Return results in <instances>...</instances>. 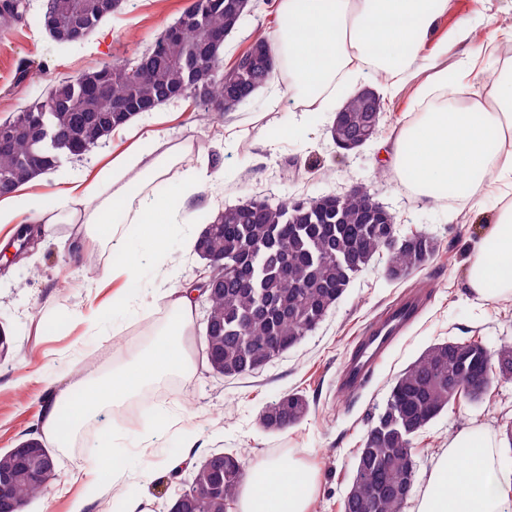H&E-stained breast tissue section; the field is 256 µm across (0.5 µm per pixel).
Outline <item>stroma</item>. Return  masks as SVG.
Masks as SVG:
<instances>
[{"label": "stroma", "mask_w": 512, "mask_h": 512, "mask_svg": "<svg viewBox=\"0 0 512 512\" xmlns=\"http://www.w3.org/2000/svg\"><path fill=\"white\" fill-rule=\"evenodd\" d=\"M18 3L15 16L0 15V121L44 100L49 86L61 77L98 69L145 49L179 19L190 0H126L120 11L103 19L76 45L55 41L44 28L46 0ZM463 20L490 38L489 49L472 62L465 47L457 46L449 49L445 64L460 96H485L501 72L504 46L512 43V9L502 0H452L437 22L429 49L452 36ZM278 22L276 7L250 11L224 40L225 63H232L258 35L273 36ZM430 76V71L413 70L391 92L381 79L364 76L363 85L380 97L382 114L376 141L354 151L334 146L333 113L305 111L295 92L277 78L234 113L221 117H204L202 109L187 100L166 102L81 157L60 155L56 168L25 185V192L38 196L41 210H24L15 223L0 227V243L20 227L36 231L16 260L0 257V327L11 343L8 354L0 358V451L41 437V406L53 391L67 389L91 367L106 372L127 360L134 353L130 341L167 313L162 301L141 307L131 298L126 307L113 306L119 284L101 282L100 277L107 266L124 261L123 246L96 238L77 245L70 239L74 228L69 224L55 225L49 234L39 230L42 209L51 207L63 190L97 176L114 157L182 156V163L153 186L162 199L178 192L186 164L207 165L214 176L191 202L185 223L169 232L174 288L192 284L203 271L205 262L188 240L198 237L204 216L256 197L276 204L360 188L394 216L401 233L420 232L439 244L432 260L398 280L386 277L385 255L375 256L314 331L251 375L227 378L210 368L201 341L207 303L196 301L190 325L191 372L179 379L167 376L146 388L155 402L154 414H138L130 404L100 413L73 447L58 449L56 479L44 496L27 504L26 512H68L71 495L83 488L92 449L111 441L108 427L114 416L132 428L153 429L159 445L143 450L134 439L125 440L124 454L151 468L152 477L126 484L121 495L109 491V512H123L130 498L148 502L151 512H165L187 488L193 465L219 452L244 454L250 465L285 455L315 467L319 490L311 512H340L368 421L383 409L402 370L437 343L475 336L492 350L512 345V301L479 300L466 288L474 247L495 223L501 203L512 202V186L498 185L478 202L433 205L401 184L379 150L380 143L394 138L420 111V89ZM90 255L96 258L92 267L85 264ZM412 295L424 300L419 317L358 392L340 393L339 373L355 336L398 300ZM94 313L106 324V337L93 336L83 324V317ZM62 359L70 362V376L49 385L45 369ZM293 390L308 398V416L284 431L265 428L260 422L263 408ZM471 425L492 430L504 463L512 462V445L506 439L512 428V380L494 383L479 400L462 401L430 423L418 439L417 487H424L449 438ZM189 432L199 442L190 452L184 448Z\"/></svg>", "instance_id": "35a3bbf8"}]
</instances>
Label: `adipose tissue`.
Listing matches in <instances>:
<instances>
[{"label": "adipose tissue", "mask_w": 512, "mask_h": 512, "mask_svg": "<svg viewBox=\"0 0 512 512\" xmlns=\"http://www.w3.org/2000/svg\"><path fill=\"white\" fill-rule=\"evenodd\" d=\"M281 26L272 39L275 52L288 62L295 92L313 111H326L337 88L366 73L398 85L413 66L435 70V88L443 101L418 113L392 148L393 166L401 181L430 202L479 200L490 184L512 183V76L492 91L494 111L480 102L459 104L456 91L441 71V58L425 48L448 0H280ZM120 177L106 175L60 194L50 208L54 224H78L85 237L111 226L122 214L127 259L111 276L136 283L139 240L157 254L167 248V228L187 210L189 200L209 183L207 170L187 169L179 193L161 199L149 189L164 177L170 160L149 161L133 155L115 163ZM468 286L484 300L512 298V204L502 207L496 224L475 246ZM152 300H169L174 314L152 347L127 366L105 377L90 376L66 389L41 409L46 435L69 447L90 418L117 407L162 377L189 371L193 363L184 349L193 302L185 289H154ZM97 473L69 512H87L109 488L136 478L146 469L114 448L94 451ZM318 491L310 466L282 456L250 467L235 501V512H309ZM412 512H512V470L499 454L494 435L472 425L455 434L433 464Z\"/></svg>", "instance_id": "ef3b65f1"}]
</instances>
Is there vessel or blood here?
I'll return each instance as SVG.
<instances>
[{
  "mask_svg": "<svg viewBox=\"0 0 512 512\" xmlns=\"http://www.w3.org/2000/svg\"><path fill=\"white\" fill-rule=\"evenodd\" d=\"M416 300L396 304L358 336L339 378L343 392L356 391L371 376L382 356L398 341L418 312Z\"/></svg>",
  "mask_w": 512,
  "mask_h": 512,
  "instance_id": "obj_1",
  "label": "vessel or blood"
}]
</instances>
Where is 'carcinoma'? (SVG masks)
Segmentation results:
<instances>
[{"instance_id":"carcinoma-1","label":"carcinoma","mask_w":512,"mask_h":512,"mask_svg":"<svg viewBox=\"0 0 512 512\" xmlns=\"http://www.w3.org/2000/svg\"><path fill=\"white\" fill-rule=\"evenodd\" d=\"M239 0H191L184 11L179 37L168 40L162 32L155 43L162 55L139 74L142 55L114 61L97 70L63 77L52 86L55 107L50 122L62 135L60 146L42 152L34 168L27 157L40 133L38 116L45 109L37 102L0 123L8 131L0 147V177L14 188L54 168L59 153L83 155L91 146L127 125L134 117L180 98L190 89L193 103L224 114L234 112L240 97L270 84L279 63L268 53L269 39L257 37L240 59L229 66L223 60L201 61L206 41L214 33L235 30L247 10ZM109 0H51L44 26L57 35L73 30L90 33L108 15ZM106 76L112 111L99 101L93 87ZM344 115L348 135L372 119L367 103L351 96ZM367 194L353 190L339 198L323 196L278 206L249 201L205 218L196 251L224 258L232 268L224 288L207 295L210 328L203 342L209 366L224 367V376L254 373L296 346L318 325L340 299L351 279L386 252L385 274L400 279L424 266L438 250V242L424 234L396 238L395 225ZM255 271L254 287L241 280ZM487 366L484 344L478 339L434 344L406 367L390 386L386 404L370 425L357 449L350 487L340 512H402L416 483L415 441L441 412L462 399L482 393L455 388L465 375H480ZM308 398L290 391L265 406L262 424L285 430L309 413ZM0 471L13 474L9 502L23 512L33 499L46 494L56 478L55 453L36 438L0 453ZM246 474L241 455L217 456L195 467L184 512H228Z\"/></svg>"}]
</instances>
